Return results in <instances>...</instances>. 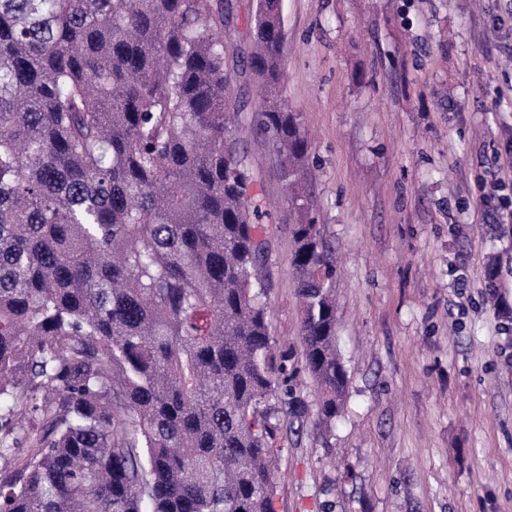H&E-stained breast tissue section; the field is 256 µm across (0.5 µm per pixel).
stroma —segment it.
Instances as JSON below:
<instances>
[{
	"instance_id": "stroma-1",
	"label": "stroma",
	"mask_w": 512,
	"mask_h": 512,
	"mask_svg": "<svg viewBox=\"0 0 512 512\" xmlns=\"http://www.w3.org/2000/svg\"><path fill=\"white\" fill-rule=\"evenodd\" d=\"M230 5L233 65L253 0ZM282 5L283 94L312 134L306 191L335 258L349 384L321 431L294 226L240 74L233 136L264 202L271 343L308 407L277 437L276 512H512V216L482 204L512 129V0Z\"/></svg>"
}]
</instances>
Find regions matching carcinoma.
<instances>
[{
	"label": "carcinoma",
	"mask_w": 512,
	"mask_h": 512,
	"mask_svg": "<svg viewBox=\"0 0 512 512\" xmlns=\"http://www.w3.org/2000/svg\"><path fill=\"white\" fill-rule=\"evenodd\" d=\"M228 20L224 0H0V512H276L279 409H303L271 353ZM249 41L329 425L348 378L282 0H255Z\"/></svg>",
	"instance_id": "carcinoma-1"
}]
</instances>
